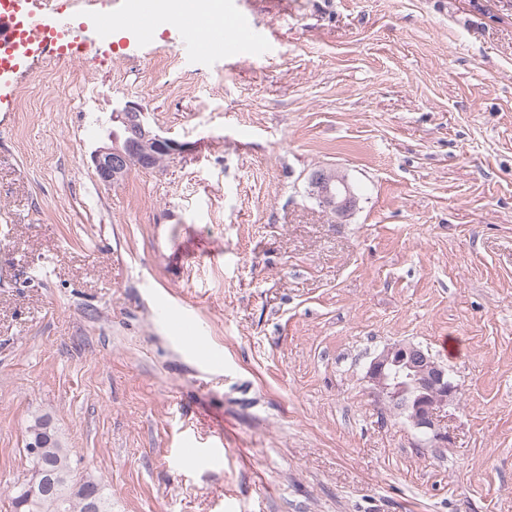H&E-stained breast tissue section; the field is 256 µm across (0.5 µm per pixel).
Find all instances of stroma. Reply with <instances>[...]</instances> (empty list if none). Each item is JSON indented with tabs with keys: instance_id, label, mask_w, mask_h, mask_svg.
Here are the masks:
<instances>
[{
	"instance_id": "1",
	"label": "stroma",
	"mask_w": 512,
	"mask_h": 512,
	"mask_svg": "<svg viewBox=\"0 0 512 512\" xmlns=\"http://www.w3.org/2000/svg\"><path fill=\"white\" fill-rule=\"evenodd\" d=\"M223 2L258 50L86 27L0 89V512L37 415L112 512H512V0ZM128 101L185 149L107 187ZM397 343L458 387L447 447L371 391ZM308 180L325 211L336 217H344L355 207L357 198L354 188L339 170L316 169ZM182 333L183 335L179 338L185 343L189 351L201 360H209L212 351L202 344L197 327L190 322H184Z\"/></svg>"
}]
</instances>
